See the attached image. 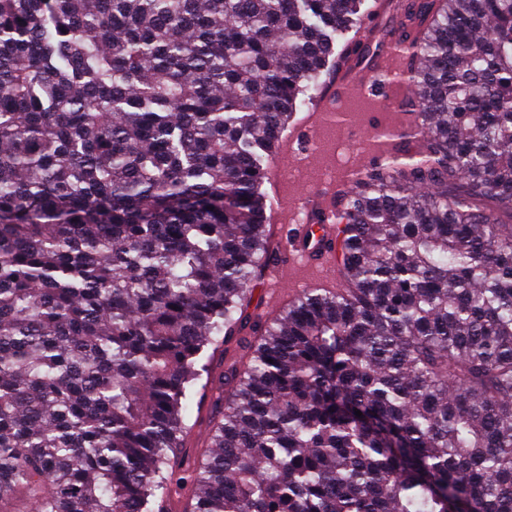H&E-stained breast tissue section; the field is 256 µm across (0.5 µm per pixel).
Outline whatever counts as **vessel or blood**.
Instances as JSON below:
<instances>
[{
	"label": "vessel or blood",
	"instance_id": "1",
	"mask_svg": "<svg viewBox=\"0 0 512 512\" xmlns=\"http://www.w3.org/2000/svg\"><path fill=\"white\" fill-rule=\"evenodd\" d=\"M402 66L397 50L390 47L377 57L370 70L339 71L335 81L322 92L300 123L301 131L314 143L309 166L297 163L300 147L295 135L278 142L271 159L275 205L270 220L275 224L300 225L302 231L311 232L314 242L289 246L288 273L281 277L280 289L271 294V302L290 299L297 288H320L328 282L333 287H342L343 281L337 278L332 259L336 227L329 223H312L311 217L324 207L327 185L340 179L351 180L360 167L353 164L336 168L322 138L336 133L355 135L365 155H385L387 146L381 131L403 118L401 105L407 90L393 81Z\"/></svg>",
	"mask_w": 512,
	"mask_h": 512
}]
</instances>
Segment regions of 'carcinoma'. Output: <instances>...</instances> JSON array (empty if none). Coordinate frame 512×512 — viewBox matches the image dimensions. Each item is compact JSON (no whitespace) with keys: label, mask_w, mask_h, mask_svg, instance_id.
<instances>
[{"label":"carcinoma","mask_w":512,"mask_h":512,"mask_svg":"<svg viewBox=\"0 0 512 512\" xmlns=\"http://www.w3.org/2000/svg\"><path fill=\"white\" fill-rule=\"evenodd\" d=\"M395 11L415 96L336 191L346 287L253 321L271 150L374 62L336 55L369 0H0V512H512V0ZM245 353V350L234 340L217 348H210L206 352V357H209L211 383L205 389H201L198 385L189 403L187 410L189 430L185 435L183 448L179 449L175 458L177 466L185 461L193 463L209 454L211 448H209L208 430L220 419L213 407L214 384H217L219 377L224 374L225 365Z\"/></svg>","instance_id":"cac0c4a2"}]
</instances>
